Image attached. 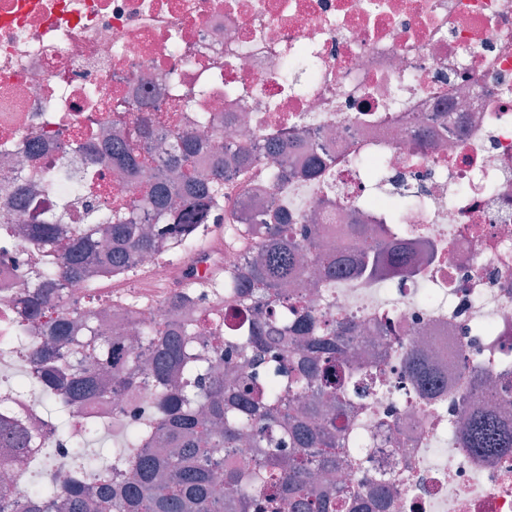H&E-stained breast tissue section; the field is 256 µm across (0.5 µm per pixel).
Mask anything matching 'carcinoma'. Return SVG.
<instances>
[{
  "label": "carcinoma",
  "instance_id": "cac0c4a2",
  "mask_svg": "<svg viewBox=\"0 0 512 512\" xmlns=\"http://www.w3.org/2000/svg\"><path fill=\"white\" fill-rule=\"evenodd\" d=\"M126 126L112 144L118 161L142 170L153 159L136 153L150 131V120L132 115L134 104L113 107ZM178 129L158 146L173 170L172 181L148 185L129 208H91L89 223L59 219L30 224L29 243L49 255L35 273L38 286L24 293L19 315L38 320L44 342L26 354L39 376L27 383L34 394L61 395L59 411L101 397L116 384L140 391L141 376L151 383L140 419L123 428L112 458H90L86 444L76 447L38 481H28L32 498L21 503L11 488L0 486V512H385L393 488L380 484L371 498L352 479H341L336 458L345 454L361 466L360 444L336 432V415L348 412L374 381L377 365L356 357L340 339L356 329L347 317L319 320L302 304L298 288L346 277L381 280L416 272L418 259L396 239H384L353 255L332 250L314 265L302 263L312 243V224H292L282 212L262 215V236L253 237L252 217L230 210L224 172L201 173L195 167L198 144L180 130L176 114L166 118ZM224 210V232L250 251L243 269H226L222 279L229 311L206 315L211 354L218 365H202L184 330L161 321L138 324V343L152 358L139 371L134 349L103 332L106 315L91 306L72 318L58 309L55 284L83 279L93 296L94 269L121 271L128 255L158 251V240L188 255L208 234V220ZM198 295L192 284L178 288L172 303L188 307ZM20 450L31 447L34 432L0 414V441ZM459 447L475 456L512 452V430L495 415L467 416ZM247 445L246 464L226 466L212 452ZM224 481L229 496L213 497Z\"/></svg>",
  "mask_w": 512,
  "mask_h": 512
}]
</instances>
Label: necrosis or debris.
Wrapping results in <instances>:
<instances>
[{"mask_svg": "<svg viewBox=\"0 0 512 512\" xmlns=\"http://www.w3.org/2000/svg\"><path fill=\"white\" fill-rule=\"evenodd\" d=\"M136 101L154 119L140 153L168 137L163 117L185 108L186 130L251 167L224 169L240 211L262 194L268 211L316 215L310 255L365 249L352 224L393 233L411 248L431 241L433 259L413 276L376 285L336 280L307 295L320 319L352 318L354 350L380 360L372 393L340 432H360L365 462L396 492L389 512H512V453L485 460L458 447L457 418L496 411L512 428V0H0V361L39 346L12 305L43 254L23 229L64 212L85 223L79 180L62 175L73 152L101 150L76 118ZM296 135L326 157L329 177L297 180L303 155L284 149L290 177L275 183L273 133ZM52 177L51 192L37 191ZM163 163L138 174L88 165L84 178L112 198L168 179ZM99 308L121 305L112 333L147 319L185 324L168 304L181 262L137 254L122 274L98 272ZM413 348L441 391L426 397L402 368ZM482 364L491 385L469 372ZM0 412L34 426L39 442L68 452L129 420L122 386L74 408L59 437L22 385L0 390Z\"/></svg>", "mask_w": 512, "mask_h": 512, "instance_id": "obj_1", "label": "necrosis or debris"}]
</instances>
